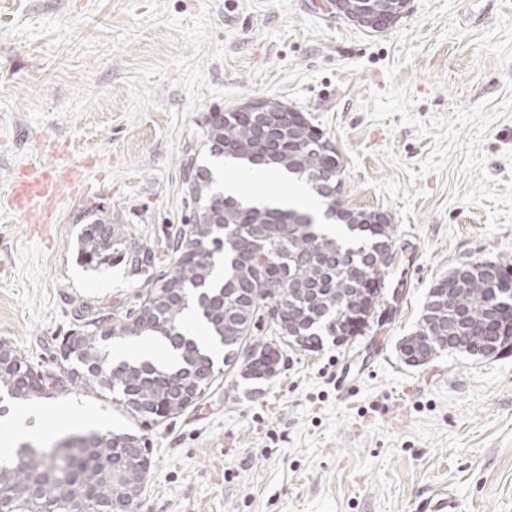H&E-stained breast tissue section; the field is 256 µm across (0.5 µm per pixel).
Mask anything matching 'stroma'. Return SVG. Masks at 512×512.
<instances>
[{
  "label": "stroma",
  "mask_w": 512,
  "mask_h": 512,
  "mask_svg": "<svg viewBox=\"0 0 512 512\" xmlns=\"http://www.w3.org/2000/svg\"><path fill=\"white\" fill-rule=\"evenodd\" d=\"M319 0H0V341L42 372L86 311L120 321L191 223L183 161L206 114L255 98L334 142L343 202L387 214L395 258L368 329L288 349L250 391L219 377L187 413L141 425L94 392L42 399L32 443L143 435L138 512H414L454 488L461 512H512V354L403 363L426 295L468 263L512 268V0H407L372 33ZM85 170L40 215L22 176ZM105 216L126 249L81 262ZM152 258L137 269L138 255Z\"/></svg>",
  "instance_id": "35a3bbf8"
}]
</instances>
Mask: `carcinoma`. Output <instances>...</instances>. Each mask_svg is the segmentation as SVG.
<instances>
[{"label": "carcinoma", "instance_id": "carcinoma-1", "mask_svg": "<svg viewBox=\"0 0 512 512\" xmlns=\"http://www.w3.org/2000/svg\"><path fill=\"white\" fill-rule=\"evenodd\" d=\"M407 0H374L375 10L394 23ZM310 123L299 115L288 121L263 122L253 113L212 112L206 117L200 146L210 156L249 167L282 169L305 183L327 206L336 228L289 224V208L258 207L213 190L212 169L195 165L189 191L196 208L193 222L181 229L169 249L173 260L137 308L123 321L103 326L88 319L80 331L64 338L61 362L71 371L66 386L112 396L132 418L163 423L193 408L202 398H182L181 387L199 377L232 373L246 380L278 375L283 351L315 350L324 338L342 339L345 309L368 299V285L381 292L392 251L389 218L375 223V212L343 203L342 163L334 144H304ZM124 233L99 217L83 228L79 253L89 265H103L119 251ZM455 271L430 288L413 333L398 343L410 366H420L455 348L474 354L480 325L493 299L489 280L476 274L448 294ZM194 310L210 338L224 347V371L185 324ZM267 335L260 336V333ZM158 336L178 351L181 367L171 371L149 362L109 363L104 342ZM251 337L254 356L238 357V339ZM49 377L0 342V391L18 400L49 394ZM131 432L71 435L52 448L22 443L5 467L0 466V512H98L107 503L115 512H134L140 483L152 461Z\"/></svg>", "mask_w": 512, "mask_h": 512}]
</instances>
